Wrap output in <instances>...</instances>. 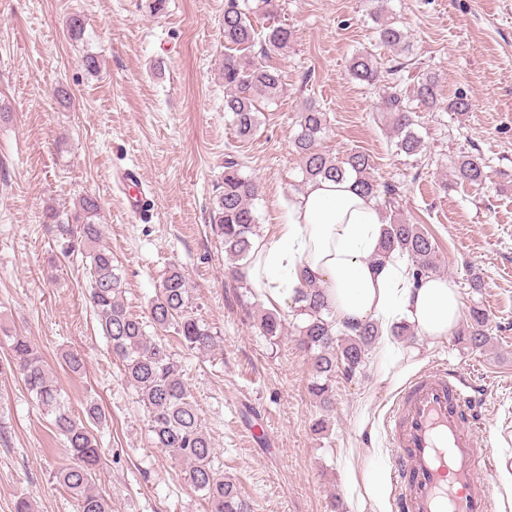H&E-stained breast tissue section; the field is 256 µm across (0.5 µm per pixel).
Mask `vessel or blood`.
Here are the masks:
<instances>
[{"mask_svg": "<svg viewBox=\"0 0 512 512\" xmlns=\"http://www.w3.org/2000/svg\"><path fill=\"white\" fill-rule=\"evenodd\" d=\"M126 192V210L145 215L139 171L114 175ZM479 385L439 365L414 376L394 399L384 430L398 512H488L490 489L480 488L496 461L479 450Z\"/></svg>", "mask_w": 512, "mask_h": 512, "instance_id": "b4317fda", "label": "vessel or blood"}]
</instances>
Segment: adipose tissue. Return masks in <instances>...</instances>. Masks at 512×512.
Here are the masks:
<instances>
[{
    "label": "adipose tissue",
    "instance_id": "adipose-tissue-1",
    "mask_svg": "<svg viewBox=\"0 0 512 512\" xmlns=\"http://www.w3.org/2000/svg\"><path fill=\"white\" fill-rule=\"evenodd\" d=\"M386 222L352 182L310 184L289 200L277 234L255 239L244 272L269 309L293 303L312 281L323 288L337 325L375 323L382 339L376 383L393 390L418 366L417 350L399 343L393 327L405 323L421 338L448 340L459 327L462 300L447 278L415 280L410 264L395 257L373 263ZM346 471L364 512H391L389 470L376 455L358 456Z\"/></svg>",
    "mask_w": 512,
    "mask_h": 512
}]
</instances>
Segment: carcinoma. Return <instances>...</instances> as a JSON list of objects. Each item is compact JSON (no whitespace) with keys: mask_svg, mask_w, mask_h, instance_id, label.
I'll use <instances>...</instances> for the list:
<instances>
[{"mask_svg":"<svg viewBox=\"0 0 512 512\" xmlns=\"http://www.w3.org/2000/svg\"><path fill=\"white\" fill-rule=\"evenodd\" d=\"M242 2L224 0L226 52L220 72L224 79V111L232 113L237 135L247 139L258 125L259 102H270L281 92L280 73L267 59L288 51L293 35L283 24L271 23L259 29L253 23L251 15L260 11L270 13L274 0H254V8L243 6ZM379 41L395 52V64L383 72L372 53L358 52L349 60V74L378 90L380 111L396 138L395 146L406 156L416 157L423 152V141L414 129V113L440 109L438 76L433 72L422 74L413 97H407L394 86L406 68L401 56L409 48L407 34L386 18L379 27ZM298 126L293 146L300 159L302 184L351 180L360 194L384 198L390 209L389 222L374 260L379 262L398 253L411 261L415 279L433 274L437 270L438 247L428 233L419 225L407 222L402 215V187L379 183L372 175L370 156L364 152L352 151L340 158L321 149L327 115L316 103L304 105ZM454 177L459 182L480 186L488 178L486 162L478 155L463 153L454 161ZM259 193L257 181L241 174L237 156H225L223 188L215 200L211 221L224 251L238 261L249 256L257 235L253 201ZM77 208L79 224L59 221L53 210L45 213L43 223L53 225L55 239L64 246V251L78 244L89 258L90 303L104 336L112 345L113 357L122 364L127 381L134 386L147 410L157 447L186 466L187 481L203 493L211 512H253L236 483L214 468L212 441L201 424L179 362L165 344L148 336L145 330L148 322L159 330L172 328L187 349L214 350L218 336L193 315L186 278L180 269H170L159 294L151 302L148 321L133 316L124 303L112 252L101 244L102 225L95 222L100 210L97 197L82 196ZM296 301L298 315L303 317L302 324L296 326L299 342L312 353L313 380L309 391L320 407L328 409L333 404L336 368L343 367L349 377L359 371L365 363L367 348L379 336V331L372 322L335 330L326 295L314 283H307ZM259 329L264 336L278 338L285 333L286 319L277 311H267L260 317ZM491 335L490 321L477 307L471 308L466 326L457 333L473 349L486 346ZM11 351L14 367L22 375L27 391L39 406L53 415V426L65 438L74 460L72 465L56 473V481L77 500L79 512H112L108 500L93 489L99 452L90 424L104 419V411L90 401L86 403L84 416L72 413L44 360L33 351L26 337H12Z\"/></svg>","mask_w":512,"mask_h":512,"instance_id":"carcinoma-1","label":"carcinoma"}]
</instances>
